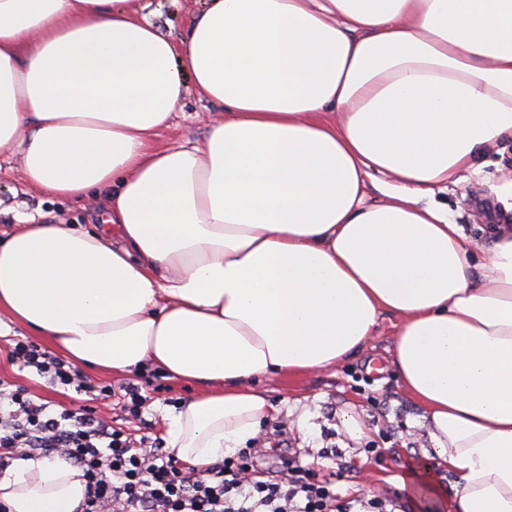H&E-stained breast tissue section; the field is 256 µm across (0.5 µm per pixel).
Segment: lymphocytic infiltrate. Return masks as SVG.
Instances as JSON below:
<instances>
[{
	"mask_svg": "<svg viewBox=\"0 0 512 512\" xmlns=\"http://www.w3.org/2000/svg\"><path fill=\"white\" fill-rule=\"evenodd\" d=\"M11 357L57 388L103 400L119 396L125 415L142 417L146 398L138 384L126 383L115 393L21 339ZM32 455H60L82 470L85 497L77 512H407L398 495L344 498L318 470L298 464L289 465L284 477L257 479L254 460L244 450L196 475L180 467L161 441L133 438L96 408L58 411L51 402L35 400L28 388L0 379V469Z\"/></svg>",
	"mask_w": 512,
	"mask_h": 512,
	"instance_id": "1",
	"label": "lymphocytic infiltrate"
}]
</instances>
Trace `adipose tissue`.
Wrapping results in <instances>:
<instances>
[{
    "label": "adipose tissue",
    "instance_id": "adipose-tissue-1",
    "mask_svg": "<svg viewBox=\"0 0 512 512\" xmlns=\"http://www.w3.org/2000/svg\"><path fill=\"white\" fill-rule=\"evenodd\" d=\"M223 114L163 147L187 89ZM512 137V0H209L180 40L132 0H0V154L103 231L17 214L0 315L73 366L198 389L167 418L194 473L256 437V382L398 320L393 366L457 477L512 512V225L482 259L437 189ZM81 472L22 458L11 512H76Z\"/></svg>",
    "mask_w": 512,
    "mask_h": 512
}]
</instances>
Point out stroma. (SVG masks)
<instances>
[{"label":"stroma","instance_id":"stroma-1","mask_svg":"<svg viewBox=\"0 0 512 512\" xmlns=\"http://www.w3.org/2000/svg\"><path fill=\"white\" fill-rule=\"evenodd\" d=\"M205 0H134L135 6H150L164 34L180 37L193 14ZM222 114L196 95H189L176 112L158 144L178 146L204 140ZM447 203L454 223L460 224L475 253H482L490 240V216L512 206V140L505 139L486 149L473 169L460 182L437 194ZM0 204L18 207L47 223H65L80 229L100 224L98 202L51 199L30 187L21 175L17 155H0ZM394 321L382 318L371 340L336 367L303 378L286 381L278 377L260 379L268 401L275 407L272 419L263 421L256 438L248 440L266 478L284 476L285 458L301 464L322 463L333 474L336 490L345 496L364 494L384 497L400 492L410 462L429 461L436 483L446 494H454L456 475L439 465L431 455L432 444L423 411L404 391L391 363ZM32 334L10 320L0 321V378L27 387L51 403L76 408L88 397L69 390L59 393L27 371H19L9 356L11 339L28 340ZM160 389L144 388L147 398L142 420L126 418L119 406H105L115 426L134 437H165L166 406L178 405L195 392L193 385L161 379ZM362 422L366 430L351 437L345 418Z\"/></svg>","mask_w":512,"mask_h":512}]
</instances>
